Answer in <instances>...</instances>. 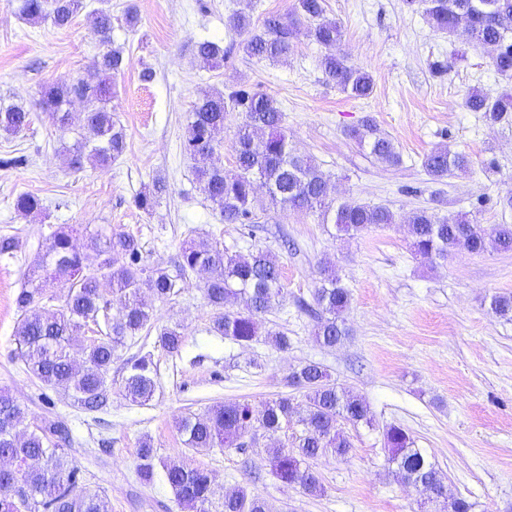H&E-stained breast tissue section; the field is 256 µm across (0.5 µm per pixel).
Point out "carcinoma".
Returning a JSON list of instances; mask_svg holds the SVG:
<instances>
[{
  "instance_id": "carcinoma-1",
  "label": "carcinoma",
  "mask_w": 512,
  "mask_h": 512,
  "mask_svg": "<svg viewBox=\"0 0 512 512\" xmlns=\"http://www.w3.org/2000/svg\"><path fill=\"white\" fill-rule=\"evenodd\" d=\"M10 2L27 21L39 24L49 20L59 30L67 29L82 7V0ZM424 2L436 30L453 34L460 26L466 28L475 43L491 50L495 71L512 79V0ZM325 13V0H297L291 16L270 13L258 27L250 14L236 11L227 18L226 26L240 37L238 50L246 57L277 62L288 57L293 40L301 33L320 45H340L342 26ZM88 22L103 46L92 69L77 80L43 85L37 101L38 108L63 131L71 125L68 107L75 101L83 103L86 133L79 134L68 149V163L73 169L81 168L86 160L108 165L126 148L125 129L110 107L111 78L124 66L123 52L112 47V13L108 8H97L89 13ZM195 50L210 67L220 66L231 53L209 39L197 41ZM320 65L327 79L350 97L366 99L373 93L372 76L348 64L343 55L328 54ZM464 106L482 113L487 124L496 125L512 119V92L490 98L474 89L464 98ZM231 110L244 114V119L235 133V169L226 171L214 160V132L224 127ZM30 122L31 112L26 107L0 103V131L19 134ZM282 124L283 112L276 100L244 87L227 94L206 92L194 103L184 150L194 161L199 190L220 212L224 223L253 224L258 212L278 208L317 212L323 223L334 224L338 232L349 237L371 226L394 223V214L386 206L357 202L334 205L328 197V178L312 157L293 152ZM346 136L374 158L390 166L400 164L394 143L372 119L348 129ZM422 166L431 179L439 180L466 171L469 159L446 146L437 147L424 156ZM15 206L25 215L43 208L41 200L29 193L19 194ZM407 224L412 252L428 263L444 260L459 250L473 254L512 252V224H497L488 233L462 215L440 218L427 208L415 210ZM75 233L77 229L70 225L56 230L44 253L25 274L15 299L19 320L14 341L28 372L47 387L67 391L78 406L97 411L108 405L112 386L107 378L114 352L126 339L152 327L145 294L167 301L178 293L177 280L190 272L211 271L203 290L215 310L212 325L217 334L241 346L263 335L277 347H288L285 332L260 331L262 315L283 299L281 265L272 252L259 249L246 255L233 254L211 238L193 239L183 244L173 276L144 262L134 235L103 227L88 233L90 247L99 257L97 268L91 272L85 255L74 245ZM103 278L111 286L110 300L101 291ZM51 282L62 288L61 294L47 295ZM113 299L120 305V316L109 319L96 338L86 336ZM312 299L317 310L315 336L324 345L334 346L347 335L342 315L349 307L350 293L326 263L321 266ZM45 300H57L60 305L49 310L42 306ZM236 303L243 304V309H230ZM490 310L499 318L512 320V294L494 296ZM159 343L164 350L177 352L182 345L181 332L164 328ZM76 349L83 356L79 364L73 356ZM126 369L124 396L134 402L148 400L155 388L151 354L129 359ZM287 384L304 392V403L280 397L256 413L248 403L228 402L203 415L182 417L177 425L185 446L196 451L224 447L244 451L256 445L255 438L249 437L251 432L261 429L275 436L293 419L301 426V433L289 448L266 449L270 472L286 486L298 487L308 495L321 494L323 486L313 469L314 461L348 454L350 443L337 429V421L370 423L368 405L332 382L318 363L293 371ZM25 418V407L0 390V460L15 463L13 469L0 466V512H109L107 500L78 491L81 469L70 453L72 437L67 424L45 417L23 431L20 425ZM384 438L396 475L428 493V499L440 505L438 512H472L473 504L466 499L448 497L436 464L414 447L405 429L392 425ZM154 458L150 442H143L137 470L141 481H154ZM162 470L176 501L193 512H271L264 498L249 495L242 488L224 493L219 505H214L211 477L201 468L170 463Z\"/></svg>"
}]
</instances>
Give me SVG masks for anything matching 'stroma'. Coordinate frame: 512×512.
Returning <instances> with one entry per match:
<instances>
[{
  "mask_svg": "<svg viewBox=\"0 0 512 512\" xmlns=\"http://www.w3.org/2000/svg\"><path fill=\"white\" fill-rule=\"evenodd\" d=\"M112 45L122 50L124 69L112 78V111L127 132V150L101 166L69 167L66 148L72 130L57 129L33 102L42 84L86 74L101 50L91 35L84 8L68 30L51 23L30 24L0 0V100L32 110L21 134L0 131V236L19 242L12 258H0V389L27 408V424L59 415L73 437L72 455L82 470L80 489L106 498L111 512H182L163 477L140 483L138 450L150 441L156 462H184L208 471L218 492L236 488L264 497L274 512H426V495L403 484L389 460L384 432L404 428L417 448L435 462L449 496L473 503V512H512V321L490 311L493 295L512 293V253L481 255L458 251L427 263L410 251L406 220L425 207L438 216L466 215L485 228L512 224V209L501 200L512 193V122L494 126L467 111L463 98L477 88L494 97L512 90L498 75L487 49L466 33L433 28L423 5L404 0H326V15L341 23L338 47L348 63L368 71L373 93L354 99L320 68L327 49L306 36L294 41L288 58L272 63L233 52L220 68L197 58L196 41H234L225 22L249 8L253 21L265 14L290 16L296 0H109ZM135 6L139 21L128 27L124 13ZM155 77L145 83L143 68ZM274 97L284 113L290 144L313 156L339 200L387 206L394 223L374 226L353 238L340 236L318 214L278 209L260 216L247 234L224 223L205 201L193 162L182 148L199 94L239 84ZM374 117L401 156L399 166L383 164L346 135ZM445 145L470 160L466 172L434 181L422 168L433 148ZM24 164H15V157ZM165 186L152 211L135 204L155 182ZM43 203L24 215L18 194ZM77 229L109 225L135 235L148 265L174 270L184 242L207 236L230 252L264 249L282 266L284 299L262 320V330L285 331L287 350L258 341L242 347L211 332L213 310L203 277L179 280L171 300H150L149 334L118 347L109 381L108 409L87 413L62 390L42 386L19 360L14 341L15 297L27 266L45 248L58 225ZM331 263L351 295L345 313L350 330L336 347L319 344L315 321L298 306L311 300L321 263ZM179 328L183 342L170 353L158 343L160 329ZM151 355L156 387L151 400L125 399V363ZM309 362L361 396L371 425L338 420L351 443L346 457L315 461L324 491L310 496L283 487L266 462V450L290 443L299 433L289 424L278 435H258L256 447L240 451L186 449L177 429L186 413L245 401L261 408L282 395L303 402L286 384Z\"/></svg>",
  "mask_w": 512,
  "mask_h": 512,
  "instance_id": "obj_1",
  "label": "stroma"
}]
</instances>
